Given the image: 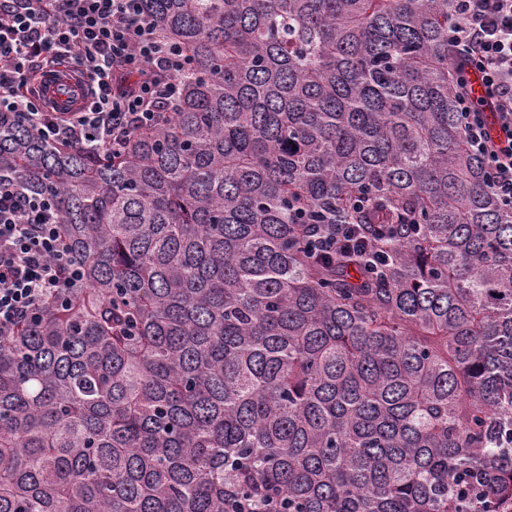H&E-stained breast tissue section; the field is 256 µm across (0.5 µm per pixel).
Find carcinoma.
Wrapping results in <instances>:
<instances>
[{"mask_svg":"<svg viewBox=\"0 0 512 512\" xmlns=\"http://www.w3.org/2000/svg\"><path fill=\"white\" fill-rule=\"evenodd\" d=\"M450 0H141L118 154L0 124L82 272L0 338V512H512V209Z\"/></svg>","mask_w":512,"mask_h":512,"instance_id":"obj_1","label":"carcinoma"}]
</instances>
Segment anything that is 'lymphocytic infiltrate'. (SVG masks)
<instances>
[{
    "label": "lymphocytic infiltrate",
    "mask_w": 512,
    "mask_h": 512,
    "mask_svg": "<svg viewBox=\"0 0 512 512\" xmlns=\"http://www.w3.org/2000/svg\"><path fill=\"white\" fill-rule=\"evenodd\" d=\"M451 15L448 39L465 73L457 83L460 128L483 163L486 187L512 207V0H451ZM60 62L93 87L70 112L29 91L33 77ZM187 68L139 0H0V120L21 118L60 147L120 153L132 133L162 120ZM119 71L136 75L133 89L114 88ZM474 74L484 87L478 99L471 93ZM57 224L58 208L47 194L0 180L1 337L79 279Z\"/></svg>",
    "instance_id": "f902f5d3"
}]
</instances>
